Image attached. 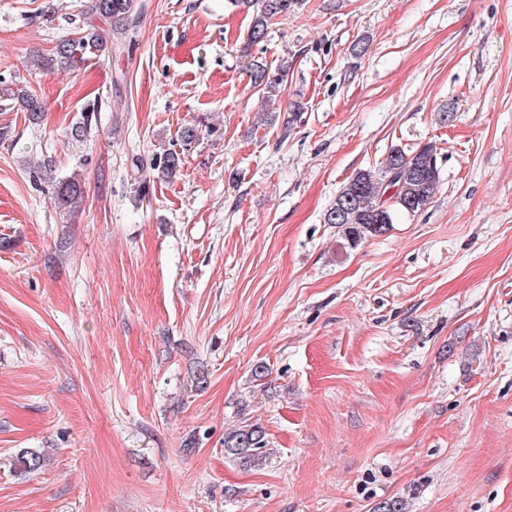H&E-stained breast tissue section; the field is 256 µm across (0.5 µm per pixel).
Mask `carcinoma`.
Returning a JSON list of instances; mask_svg holds the SVG:
<instances>
[{"mask_svg":"<svg viewBox=\"0 0 512 512\" xmlns=\"http://www.w3.org/2000/svg\"><path fill=\"white\" fill-rule=\"evenodd\" d=\"M250 10L247 46L264 40L271 22L299 6L298 0H233ZM134 0H92L91 17L107 24L115 38V48H125L130 35V17L134 13ZM112 52L99 35L94 23H89L83 34L61 40L53 55L33 56V67L46 70L60 64L74 70L92 57ZM250 77L262 91L265 100L283 96L288 78V67L272 69L262 62L250 64ZM10 100L20 102L33 123L45 111L37 94L24 85L0 90ZM182 164L181 153L176 148L166 149L151 160L149 168L163 176L177 173ZM440 182V171L433 145L427 143L412 154L400 149L392 150L375 169L355 173L341 188L336 201L344 202L341 213L331 207L326 223L334 224L341 235L343 248H354L362 241L386 232V225L393 224L408 210L418 213L426 208ZM85 195L84 185L76 177L60 180L53 190V202L62 210L75 211ZM266 431L257 423L241 425L224 434V453L252 463L267 447ZM14 465L21 471L34 472L41 466V456L34 450L24 451L16 457Z\"/></svg>","mask_w":512,"mask_h":512,"instance_id":"cac0c4a2","label":"carcinoma"}]
</instances>
